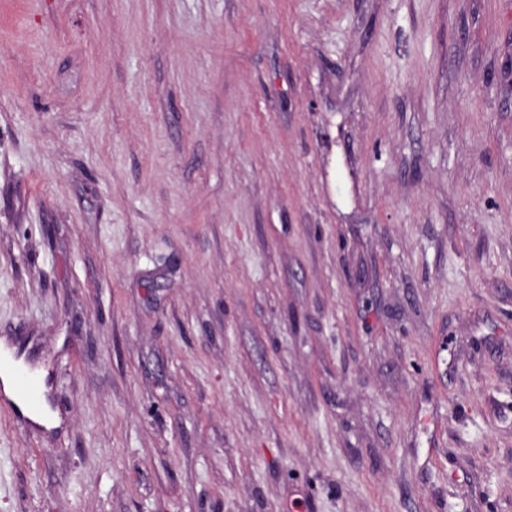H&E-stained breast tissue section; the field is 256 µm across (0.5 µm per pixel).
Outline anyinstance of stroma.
Listing matches in <instances>:
<instances>
[{"label":"stroma","mask_w":512,"mask_h":512,"mask_svg":"<svg viewBox=\"0 0 512 512\" xmlns=\"http://www.w3.org/2000/svg\"><path fill=\"white\" fill-rule=\"evenodd\" d=\"M0 512H512V0H0ZM13 393L20 403L31 412H38L41 401L39 387L35 377L29 378L22 371H14Z\"/></svg>","instance_id":"1"}]
</instances>
